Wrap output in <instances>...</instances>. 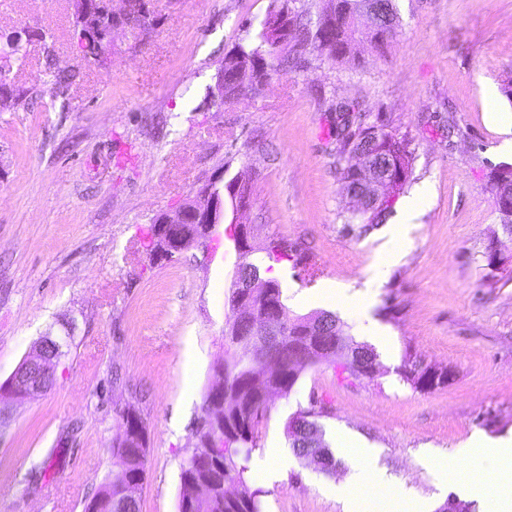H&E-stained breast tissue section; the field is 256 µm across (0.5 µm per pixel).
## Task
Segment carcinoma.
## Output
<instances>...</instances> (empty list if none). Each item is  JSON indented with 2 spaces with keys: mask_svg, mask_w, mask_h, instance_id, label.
<instances>
[{
  "mask_svg": "<svg viewBox=\"0 0 512 512\" xmlns=\"http://www.w3.org/2000/svg\"><path fill=\"white\" fill-rule=\"evenodd\" d=\"M73 11L74 36L90 25L100 26L107 31V39L94 40L83 50L84 58L89 62L102 63L106 51L112 48V29L106 17L99 14L91 18L80 10L79 0H70ZM126 15L122 31L133 37L144 36L150 32L154 19L144 12V0H125ZM326 6L312 10L309 0H274V7L255 29L244 27L245 36L235 50L224 57L220 74L224 77V91L228 92L239 85L242 72L252 73L255 84L261 80H270L275 75H286L302 71L311 64L316 51L327 52L338 61L355 57L361 35L370 36L375 43L382 45L386 41L384 31H392L399 26L398 9L395 0H374L376 19L380 27L368 28L355 13L348 9L350 0H325ZM288 14V26L291 27L292 39L306 46L304 50L283 52L276 47V28L273 24ZM26 43L0 41V68L12 67L26 57ZM20 85L11 78V71H0V111L12 110L21 106L27 94L19 92ZM336 137L340 142L338 160L350 159L356 151L367 153L374 163L381 165L390 160L398 162L405 170V178L412 174V152L408 150L405 139L397 137L388 130V124L367 123L366 116L351 110L342 112L336 126ZM496 173V188L512 192V164H498L491 168ZM389 212L387 207H378L368 214H355L353 218L360 224V232L366 233L382 223ZM266 251L271 258H287L294 247L287 239L272 237ZM270 287L257 289V295L251 299L252 310L246 317L232 315L224 329V357L217 358L213 369L224 371V408L219 411L226 421L239 425L240 431L234 434L230 443L231 454L221 458L214 473L234 487L238 496L226 497L224 487L220 486L203 498H194V512H229L230 502L244 506L246 512H261L260 496L263 490L254 486L251 475L250 460L252 452L258 448L260 425L269 411V405L260 399L261 387L273 384L282 395L288 396L297 383L302 371L324 360L336 357V349L351 343L346 334L345 324L336 316L326 311L316 312V320L321 324L325 345L330 349L327 354L294 362L289 359L293 343L303 340L301 336L290 334L277 336L268 346L269 352L282 363L279 371L266 373L261 364H250L238 354V349L246 348L255 341L253 328L272 316L274 306L284 304L283 292L275 280H268ZM316 423L308 420V413L300 411L289 417L285 424L286 435L294 454L300 459H307L306 448L310 446V429ZM204 429L195 426L193 437L195 443L191 464L195 469L180 473V501L193 498V483L201 471L196 469L200 459L205 455L203 447ZM148 453L147 429L135 436L119 426V433L112 437V460L116 470L123 468L131 472H146ZM98 506L97 512H139V499L124 495L117 481L104 482L98 492L90 499Z\"/></svg>",
  "mask_w": 512,
  "mask_h": 512,
  "instance_id": "1",
  "label": "carcinoma"
}]
</instances>
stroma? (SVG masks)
<instances>
[{
    "instance_id": "35a3bbf8",
    "label": "stroma",
    "mask_w": 512,
    "mask_h": 512,
    "mask_svg": "<svg viewBox=\"0 0 512 512\" xmlns=\"http://www.w3.org/2000/svg\"><path fill=\"white\" fill-rule=\"evenodd\" d=\"M271 3L151 0L150 33L116 34L99 66L80 58L68 0H0V33L48 28L58 68L82 72L60 92L32 42L13 68L26 104L0 112V383L41 337L75 326L50 390L0 400V512H83L112 473L117 410L128 403L149 437L140 512H178L181 466L231 317L234 221L254 226L248 260L279 281L288 316L332 311L321 287L337 281L373 293L372 317L394 342L374 379H345L328 362L272 401L251 469L262 476L279 455L288 469L264 486L262 512H343L327 490L348 475L347 459L326 475L289 446L284 424L301 410L314 409L326 443L339 428L365 438L393 496L449 497L453 449L478 431L512 430V237L487 183L512 149L485 102L494 89V108L512 115V0H397L400 26L384 47L362 42L344 64L314 55L260 96L213 107L225 55ZM344 104L388 123L414 157L385 225L364 235L337 171ZM219 175L249 186L247 208L225 213L207 246L153 259L142 245L153 220ZM423 182L429 200L405 248L370 280L385 226L403 222L404 197ZM273 237L297 244L296 259H270ZM491 244L505 258L495 268ZM415 361L454 379L414 389L402 371Z\"/></svg>"
}]
</instances>
